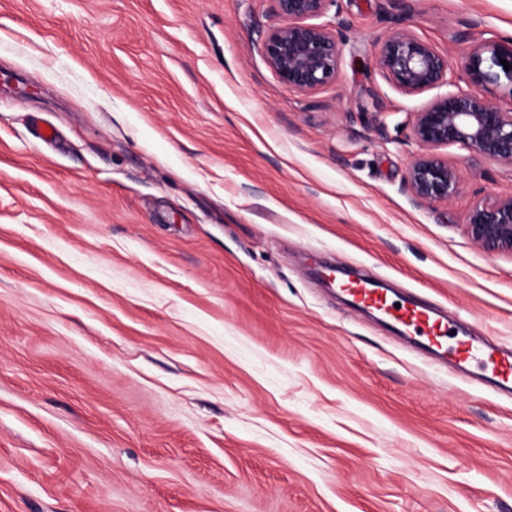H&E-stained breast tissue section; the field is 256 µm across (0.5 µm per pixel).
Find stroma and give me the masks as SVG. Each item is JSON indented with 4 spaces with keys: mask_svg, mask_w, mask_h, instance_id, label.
<instances>
[{
    "mask_svg": "<svg viewBox=\"0 0 512 512\" xmlns=\"http://www.w3.org/2000/svg\"><path fill=\"white\" fill-rule=\"evenodd\" d=\"M274 0H0V512H512V401L326 292L316 260L512 342V253L466 232L512 167L438 148L371 66L456 63L512 0H331L336 83L281 84ZM57 131L43 140L42 124ZM372 67L406 94H419L450 83L448 57L406 28L380 37Z\"/></svg>",
    "mask_w": 512,
    "mask_h": 512,
    "instance_id": "1",
    "label": "stroma"
}]
</instances>
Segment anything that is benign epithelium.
Instances as JSON below:
<instances>
[{
	"label": "benign epithelium",
	"instance_id": "7a95c632",
	"mask_svg": "<svg viewBox=\"0 0 512 512\" xmlns=\"http://www.w3.org/2000/svg\"><path fill=\"white\" fill-rule=\"evenodd\" d=\"M281 23L269 29L262 51L268 66L284 86L309 93L336 82L340 64L337 32L310 20L321 16L331 0H275ZM507 60L504 69L501 60ZM372 67L406 94H419L450 83L448 57L406 28L380 37ZM467 88L437 96L415 112L413 140L426 149L409 167L407 182L421 202L451 201L458 176L433 150L458 145L480 158L512 166V108L492 103L491 85L512 94V39L473 45L459 60ZM466 229L471 240L487 251L512 252V195L476 202Z\"/></svg>",
	"mask_w": 512,
	"mask_h": 512
}]
</instances>
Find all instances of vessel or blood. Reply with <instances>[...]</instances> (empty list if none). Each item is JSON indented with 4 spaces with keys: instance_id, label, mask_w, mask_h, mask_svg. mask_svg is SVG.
Wrapping results in <instances>:
<instances>
[{
    "instance_id": "1",
    "label": "vessel or blood",
    "mask_w": 512,
    "mask_h": 512,
    "mask_svg": "<svg viewBox=\"0 0 512 512\" xmlns=\"http://www.w3.org/2000/svg\"><path fill=\"white\" fill-rule=\"evenodd\" d=\"M341 288L354 306L379 312L397 329L418 336L423 345L443 352L459 368L469 369L475 362L488 366L494 391L512 399V345L481 342L474 334V326L456 311L439 315L410 302L396 303L369 280L345 281ZM452 334L457 337L453 344L448 341Z\"/></svg>"
}]
</instances>
